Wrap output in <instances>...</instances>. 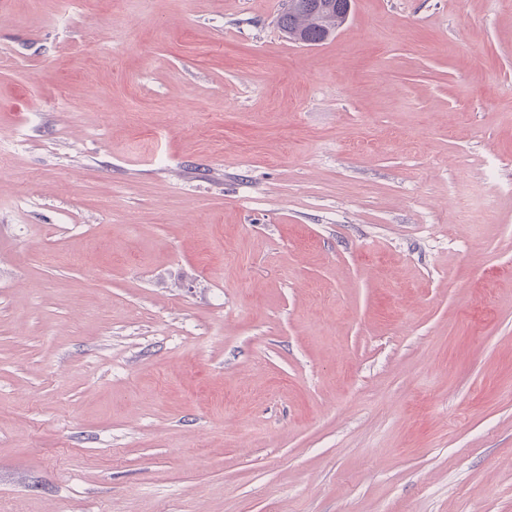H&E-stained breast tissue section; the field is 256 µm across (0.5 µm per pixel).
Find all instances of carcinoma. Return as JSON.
<instances>
[{
  "label": "carcinoma",
  "mask_w": 512,
  "mask_h": 512,
  "mask_svg": "<svg viewBox=\"0 0 512 512\" xmlns=\"http://www.w3.org/2000/svg\"><path fill=\"white\" fill-rule=\"evenodd\" d=\"M344 0H298L278 18L288 39L317 44L327 40L342 25Z\"/></svg>",
  "instance_id": "obj_1"
}]
</instances>
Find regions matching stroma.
<instances>
[{"mask_svg":"<svg viewBox=\"0 0 512 512\" xmlns=\"http://www.w3.org/2000/svg\"><path fill=\"white\" fill-rule=\"evenodd\" d=\"M287 6L0 0V512H512V0ZM297 6L289 7L278 18L279 28L288 39L301 40L307 44H317L327 40L342 25L344 0H297ZM331 6L324 8L323 6Z\"/></svg>","mask_w":512,"mask_h":512,"instance_id":"stroma-1","label":"stroma"}]
</instances>
